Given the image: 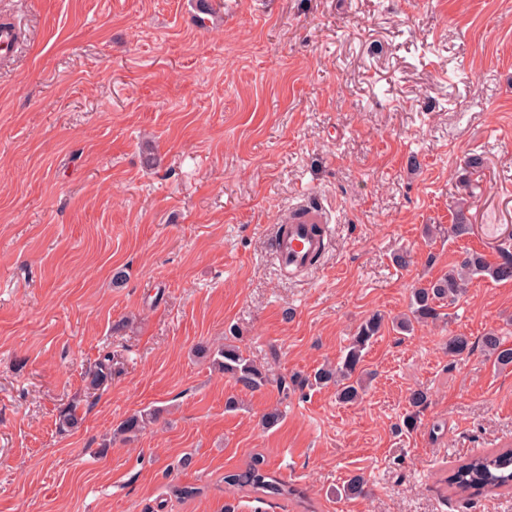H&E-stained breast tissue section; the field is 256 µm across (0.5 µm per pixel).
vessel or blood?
<instances>
[{"label": "vessel or blood", "instance_id": "obj_1", "mask_svg": "<svg viewBox=\"0 0 512 512\" xmlns=\"http://www.w3.org/2000/svg\"><path fill=\"white\" fill-rule=\"evenodd\" d=\"M289 217L287 229L275 235L273 254L281 271L292 277L306 269L312 253L325 250L329 235L322 208L302 203L291 209Z\"/></svg>", "mask_w": 512, "mask_h": 512}]
</instances>
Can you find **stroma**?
Returning <instances> with one entry per match:
<instances>
[{
  "instance_id": "obj_1",
  "label": "stroma",
  "mask_w": 512,
  "mask_h": 512,
  "mask_svg": "<svg viewBox=\"0 0 512 512\" xmlns=\"http://www.w3.org/2000/svg\"><path fill=\"white\" fill-rule=\"evenodd\" d=\"M209 2L212 30L188 0H0L25 32L0 63V512H512L510 490L442 482L512 448V367L480 345L512 346V281L475 277L438 321L382 330L357 402L275 384L512 238V0ZM306 191L332 234L291 279L271 241ZM462 197L471 234L429 233ZM456 334L469 354L448 355ZM229 338L273 383L196 351ZM106 353L112 382L87 393ZM417 388L428 405L397 431ZM71 403L81 425L59 432ZM143 409L157 420L114 438ZM256 455L306 500L225 484ZM355 474L365 495L337 497ZM481 345L489 357L494 358L495 364L502 368L512 365V347L506 346L501 336L488 333L481 338Z\"/></svg>"
}]
</instances>
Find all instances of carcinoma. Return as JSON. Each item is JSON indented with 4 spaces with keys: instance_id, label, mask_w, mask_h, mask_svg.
I'll return each mask as SVG.
<instances>
[{
    "instance_id": "obj_1",
    "label": "carcinoma",
    "mask_w": 512,
    "mask_h": 512,
    "mask_svg": "<svg viewBox=\"0 0 512 512\" xmlns=\"http://www.w3.org/2000/svg\"><path fill=\"white\" fill-rule=\"evenodd\" d=\"M470 231L471 225L466 223L464 210L460 208L456 213L455 223L448 226V236L462 238L469 235ZM474 275L488 276L497 282L512 281V249L506 246L500 248L498 260L494 263L488 262L477 251H465L462 259L447 271L412 289L410 314L393 322V327L401 332H409L415 323L439 320L440 309L459 302ZM384 325V316L377 313L365 319L336 366L318 369L311 379L298 375L292 376L288 381L281 379L278 381L281 393L286 395L290 390L311 384L321 386L334 383L340 401H355L363 391V352ZM481 345L498 366L506 368L512 365V347L505 345L497 334L488 333L483 336ZM470 350L468 337L461 334L448 337L449 355L458 357L470 353ZM200 352L210 356L212 364L245 389L256 390L272 382L269 371L255 365L233 343H226L217 350L202 347ZM84 382L86 389L93 393L108 386L112 382V355H105L86 370ZM156 418L157 413L154 410L134 412L120 422L117 433L127 439L135 438ZM79 423L76 405L70 404L59 411V430L71 431ZM224 483L266 497L288 499L301 496V490L277 476L276 472L267 469L264 460L258 456L252 457L244 467L225 474ZM445 483L461 497L479 496L498 489L512 490V448L464 460L448 472ZM364 493V480L360 475L352 476L341 489V494L348 499L360 497Z\"/></svg>"
}]
</instances>
